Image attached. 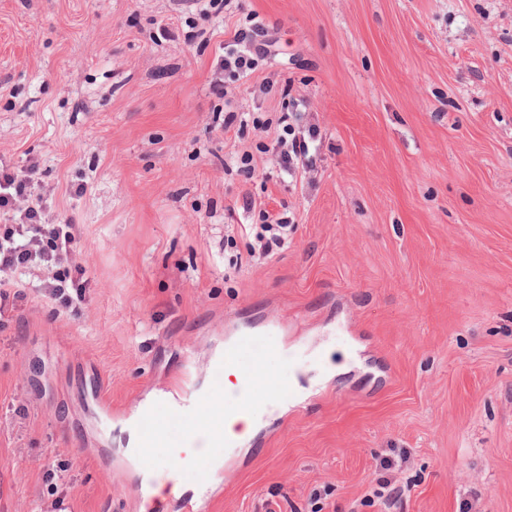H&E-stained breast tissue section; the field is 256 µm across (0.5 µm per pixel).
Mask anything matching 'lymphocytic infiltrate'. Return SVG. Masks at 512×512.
<instances>
[{
  "instance_id": "obj_1",
  "label": "lymphocytic infiltrate",
  "mask_w": 512,
  "mask_h": 512,
  "mask_svg": "<svg viewBox=\"0 0 512 512\" xmlns=\"http://www.w3.org/2000/svg\"><path fill=\"white\" fill-rule=\"evenodd\" d=\"M273 46L260 22L237 32L217 58L211 80L214 91L223 93L225 81L249 78ZM37 172L34 164L17 172L0 171V207L16 209L10 223L0 224V309L25 299L23 275L41 270L45 276L39 281V294L75 312L90 284L78 260L81 228L68 221H46L41 197L31 193L38 183Z\"/></svg>"
}]
</instances>
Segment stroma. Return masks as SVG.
Returning a JSON list of instances; mask_svg holds the SVG:
<instances>
[{"instance_id":"1","label":"stroma","mask_w":512,"mask_h":512,"mask_svg":"<svg viewBox=\"0 0 512 512\" xmlns=\"http://www.w3.org/2000/svg\"><path fill=\"white\" fill-rule=\"evenodd\" d=\"M251 13L277 55L220 98ZM286 84L320 131L293 180L277 128L223 126ZM32 161L91 285L0 318V512H144L137 409L270 326L294 397L204 512H512V0H0V166ZM263 231L266 234L260 233L257 235L258 242H260V251L270 254L274 249H283L288 247V227L290 232H293L294 227L282 221L281 218H275L269 212H264Z\"/></svg>"}]
</instances>
